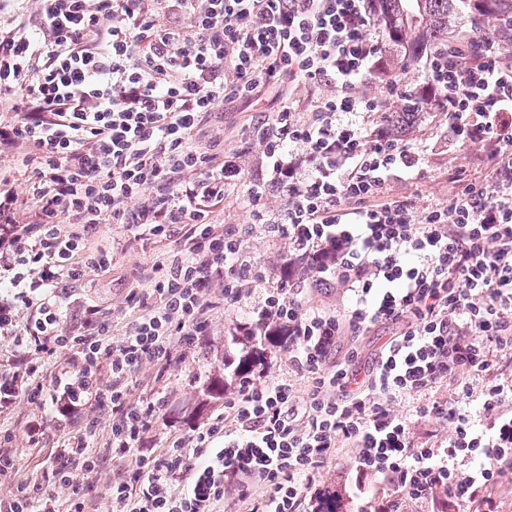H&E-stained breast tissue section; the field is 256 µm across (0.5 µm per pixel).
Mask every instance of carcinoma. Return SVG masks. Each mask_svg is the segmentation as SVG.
Returning a JSON list of instances; mask_svg holds the SVG:
<instances>
[{"label": "carcinoma", "mask_w": 512, "mask_h": 512, "mask_svg": "<svg viewBox=\"0 0 512 512\" xmlns=\"http://www.w3.org/2000/svg\"><path fill=\"white\" fill-rule=\"evenodd\" d=\"M389 52L412 64L425 54L448 47L453 28L468 21L502 44L512 45V0H368ZM421 95L410 92L397 112L385 113L389 130L408 125L420 115ZM265 358V350L242 348L228 359L238 378L249 376Z\"/></svg>", "instance_id": "cac0c4a2"}]
</instances>
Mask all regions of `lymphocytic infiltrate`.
I'll list each match as a JSON object with an SVG mask.
<instances>
[{
    "mask_svg": "<svg viewBox=\"0 0 512 512\" xmlns=\"http://www.w3.org/2000/svg\"><path fill=\"white\" fill-rule=\"evenodd\" d=\"M376 25L366 0H38L36 22L0 24V335L23 349L17 371L0 369V408L24 391L45 424L91 403L107 413L112 456L129 462L104 482L112 512H224L230 486L250 512H312L315 478L336 460L395 487L370 512L438 494L498 512L485 491L512 465V381L491 378L499 353H512V65L490 37L466 33L430 58L428 84L455 138L493 146L495 169L421 212L388 196L398 172L420 165V147L343 120L377 108L358 92ZM284 82L332 90L311 121L286 104L274 130L257 127L268 181L249 200L261 220L268 186L287 195L272 232L314 286L341 284L352 304L340 315L302 308L291 279L267 289L257 321L285 334L304 391L287 378H243L223 413L153 449L159 405L132 401L138 372L166 370L176 344L207 335L209 311L239 304L244 283L265 278L240 262L238 231L212 220L242 168L203 146L198 129L224 102ZM103 224L175 244L128 289L134 317L117 338L111 313L89 306L73 323L62 301L109 270L111 248L88 239ZM377 324L402 330L367 373L354 348L333 362L340 337ZM61 349L71 363L51 366ZM467 375L488 379L476 416L467 390L438 393ZM411 395L421 398L413 412L397 410ZM426 417L448 428L433 446L412 432ZM98 426L66 433L40 478L21 473L12 434L1 435L0 485L11 492L0 512H93L84 477L100 470ZM461 456L478 469L459 472Z\"/></svg>",
    "mask_w": 512,
    "mask_h": 512,
    "instance_id": "lymphocytic-infiltrate-1",
    "label": "lymphocytic infiltrate"
}]
</instances>
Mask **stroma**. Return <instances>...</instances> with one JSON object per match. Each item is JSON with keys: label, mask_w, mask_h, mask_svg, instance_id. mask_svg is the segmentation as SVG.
I'll return each mask as SVG.
<instances>
[{"label": "stroma", "mask_w": 512, "mask_h": 512, "mask_svg": "<svg viewBox=\"0 0 512 512\" xmlns=\"http://www.w3.org/2000/svg\"><path fill=\"white\" fill-rule=\"evenodd\" d=\"M400 81L410 88L426 89L425 63L408 67L397 64L389 54L375 58L369 74L360 85L362 94L374 98L378 109L374 112H355L347 120L365 135L371 136L384 129V113L393 111L398 104L389 87ZM329 86L299 87L287 92L281 88L262 90L247 98L225 102L219 111L206 117L199 127L198 139L206 146L218 145L225 153L237 155L241 161V183L214 208V220L224 226L239 230L243 237L241 259L261 266L267 273L265 282L252 285L236 306L218 307L209 317V334L185 361L173 363L164 376H157L152 366H144L137 376L132 392L133 401L163 399L164 406L153 425L155 443L164 446L167 438L188 433L196 425L224 408L225 397L237 391V379L225 358L238 356L242 347L240 339L255 327L256 308L266 289L277 287L288 269L291 256L286 240L270 232L267 225L257 223L248 202L250 185L266 182L264 147L257 140L254 130L260 125H273L274 117L284 102L293 103L297 116L306 121L312 118L317 101L328 94ZM452 120L436 102H429L421 120L409 131L404 141L422 147V168L399 174L389 186L392 199H408L418 209L441 206L447 203L458 189L462 176L485 178L491 173L493 155L491 148L455 139L451 132ZM100 237L118 241L108 272L91 276L80 287L71 290L68 298L73 317H80L89 305L113 313V336H121L128 321L122 308L125 295L135 285L145 270L164 262L173 248L172 242L134 237L122 225L105 224L98 231ZM398 331L394 325H379L359 339L342 337L337 346V360H344L350 347L360 351V370H368L383 346ZM225 383L224 398L210 393L211 382ZM41 414L26 397H19L7 412L0 413V429L13 433L12 448L24 471L29 475H42L50 471L60 437L55 430H47L39 444L29 441L28 431L40 421ZM318 490H341L344 512H361L366 500L386 492L389 485L381 477L357 479L347 464L332 463L318 476Z\"/></svg>", "instance_id": "stroma-1"}]
</instances>
